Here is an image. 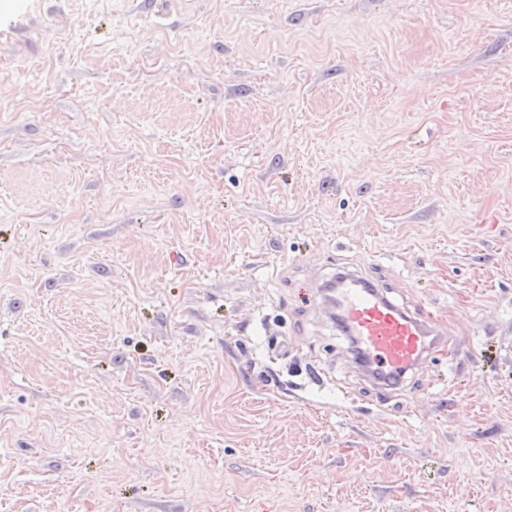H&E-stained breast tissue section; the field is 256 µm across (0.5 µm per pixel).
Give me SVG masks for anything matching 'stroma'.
Here are the masks:
<instances>
[{"label": "stroma", "instance_id": "stroma-1", "mask_svg": "<svg viewBox=\"0 0 512 512\" xmlns=\"http://www.w3.org/2000/svg\"><path fill=\"white\" fill-rule=\"evenodd\" d=\"M0 512H512V0H0ZM329 288L333 316L347 336L357 338L370 374L384 389L398 388L444 344L432 314L425 311L421 319L408 313L356 274H340Z\"/></svg>", "mask_w": 512, "mask_h": 512}]
</instances>
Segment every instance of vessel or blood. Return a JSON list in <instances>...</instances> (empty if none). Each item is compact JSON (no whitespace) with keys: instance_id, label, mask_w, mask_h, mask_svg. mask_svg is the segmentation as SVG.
<instances>
[{"instance_id":"b4317fda","label":"vessel or blood","mask_w":512,"mask_h":512,"mask_svg":"<svg viewBox=\"0 0 512 512\" xmlns=\"http://www.w3.org/2000/svg\"><path fill=\"white\" fill-rule=\"evenodd\" d=\"M330 289L334 316L346 335L357 338L372 377L383 388H398L407 373L432 361L443 343L433 315L408 313L358 275H339Z\"/></svg>"}]
</instances>
